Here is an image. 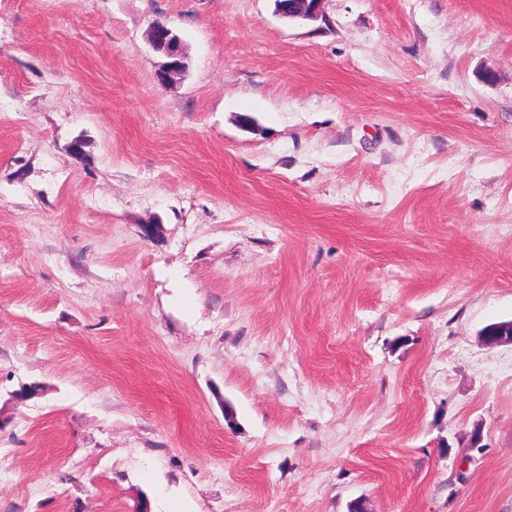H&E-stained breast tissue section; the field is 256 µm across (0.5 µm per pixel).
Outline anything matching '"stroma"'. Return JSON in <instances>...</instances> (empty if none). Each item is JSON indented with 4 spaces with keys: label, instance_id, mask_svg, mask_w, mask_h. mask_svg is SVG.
Here are the masks:
<instances>
[{
    "label": "stroma",
    "instance_id": "obj_1",
    "mask_svg": "<svg viewBox=\"0 0 512 512\" xmlns=\"http://www.w3.org/2000/svg\"><path fill=\"white\" fill-rule=\"evenodd\" d=\"M505 224L512 0H0V512H512ZM278 14L288 21H316L323 17V0H275ZM149 44L152 50L167 59L159 71L158 77L167 82L185 70L184 57L179 37L165 24L155 22L150 27Z\"/></svg>",
    "mask_w": 512,
    "mask_h": 512
}]
</instances>
